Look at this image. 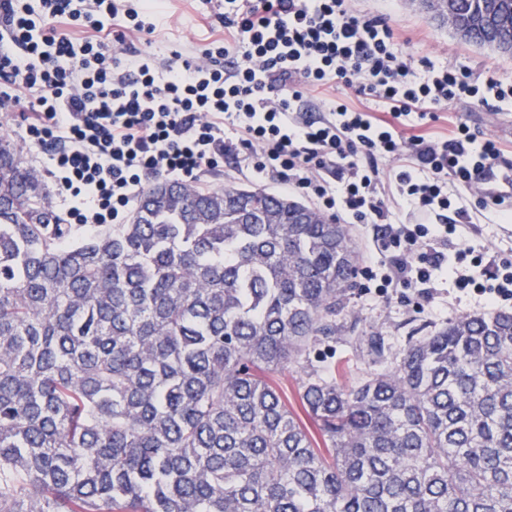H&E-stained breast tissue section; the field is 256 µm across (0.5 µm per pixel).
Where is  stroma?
Returning <instances> with one entry per match:
<instances>
[{
    "mask_svg": "<svg viewBox=\"0 0 512 512\" xmlns=\"http://www.w3.org/2000/svg\"><path fill=\"white\" fill-rule=\"evenodd\" d=\"M348 8L366 18L386 16L391 20L400 47L414 61L430 60L452 64L477 75L491 74L512 81V56L502 55L457 40L449 28L438 25L410 0H347ZM164 20L159 30L164 49L195 50L207 43L209 34L197 23L192 0H164ZM471 128L497 136L504 155L512 161V104L489 110L474 106L464 111ZM463 224L462 235L483 254L485 261L497 263L512 257V222L491 210H474ZM344 308L336 315L334 340L314 346L309 358L316 365H335L336 378L352 384L372 370L371 336L383 338L395 349L405 346L410 336H419L432 326L463 315L484 313L483 296L473 288H460L451 278L391 288L379 293L364 276H356Z\"/></svg>",
    "mask_w": 512,
    "mask_h": 512,
    "instance_id": "1",
    "label": "stroma"
}]
</instances>
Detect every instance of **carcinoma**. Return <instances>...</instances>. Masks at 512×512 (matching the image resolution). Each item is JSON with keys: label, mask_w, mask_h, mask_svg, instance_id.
<instances>
[{"label": "carcinoma", "mask_w": 512, "mask_h": 512, "mask_svg": "<svg viewBox=\"0 0 512 512\" xmlns=\"http://www.w3.org/2000/svg\"><path fill=\"white\" fill-rule=\"evenodd\" d=\"M421 8L512 48V0ZM358 261L257 187L157 180L128 224H64L1 136L0 512H512V313L344 386L307 352Z\"/></svg>", "instance_id": "carcinoma-1"}]
</instances>
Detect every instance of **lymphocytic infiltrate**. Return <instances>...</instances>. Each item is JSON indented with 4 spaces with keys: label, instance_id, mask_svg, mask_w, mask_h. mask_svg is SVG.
I'll return each mask as SVG.
<instances>
[{
    "label": "lymphocytic infiltrate",
    "instance_id": "f902f5d3",
    "mask_svg": "<svg viewBox=\"0 0 512 512\" xmlns=\"http://www.w3.org/2000/svg\"><path fill=\"white\" fill-rule=\"evenodd\" d=\"M221 34L199 52L137 47L157 32L156 0H0V115L25 145L45 151L67 224L125 223L147 182L199 180L239 159L252 181L313 200L339 224H380L383 287L432 283L452 262L460 287L492 308L512 302V261L486 280L482 255L443 251L467 216L478 175L503 160L495 135L456 119L428 134L433 106L512 101V83L454 65L413 67L389 18H364L345 0H201ZM116 51H109L111 43ZM350 89L348 101L307 112L312 92ZM426 216L388 224L389 202Z\"/></svg>",
    "mask_w": 512,
    "mask_h": 512
}]
</instances>
